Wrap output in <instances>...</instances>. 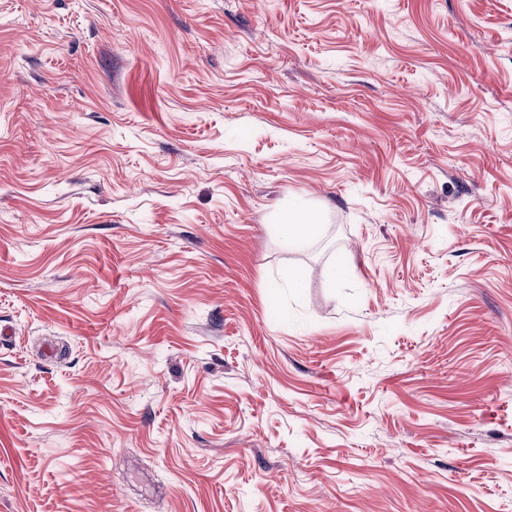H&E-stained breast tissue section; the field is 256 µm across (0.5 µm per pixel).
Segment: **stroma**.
Segmentation results:
<instances>
[{
	"mask_svg": "<svg viewBox=\"0 0 512 512\" xmlns=\"http://www.w3.org/2000/svg\"><path fill=\"white\" fill-rule=\"evenodd\" d=\"M0 329V512H512V0H0ZM280 235L287 243L297 240L313 238L320 232L316 218L306 212L296 210L291 201L286 200L282 207Z\"/></svg>",
	"mask_w": 512,
	"mask_h": 512,
	"instance_id": "stroma-1",
	"label": "stroma"
}]
</instances>
